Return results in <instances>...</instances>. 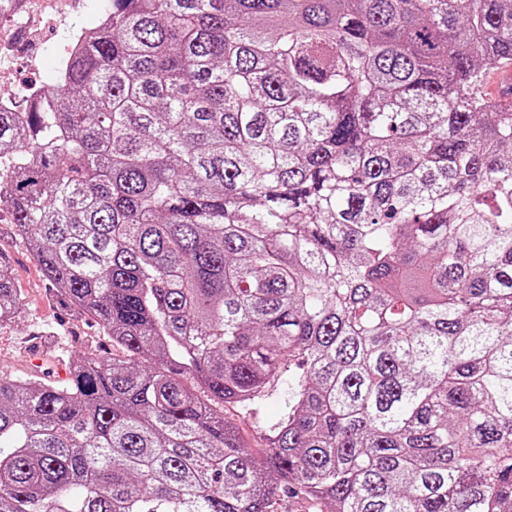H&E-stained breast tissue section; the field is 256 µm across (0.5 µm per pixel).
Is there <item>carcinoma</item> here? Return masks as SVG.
<instances>
[{"label":"carcinoma","mask_w":512,"mask_h":512,"mask_svg":"<svg viewBox=\"0 0 512 512\" xmlns=\"http://www.w3.org/2000/svg\"><path fill=\"white\" fill-rule=\"evenodd\" d=\"M108 14L0 110L12 232L120 352L0 375V512H512V0ZM284 382L257 455L216 407Z\"/></svg>","instance_id":"obj_1"}]
</instances>
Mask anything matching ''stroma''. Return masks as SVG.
Instances as JSON below:
<instances>
[{
    "mask_svg": "<svg viewBox=\"0 0 512 512\" xmlns=\"http://www.w3.org/2000/svg\"><path fill=\"white\" fill-rule=\"evenodd\" d=\"M0 252L8 256L16 286L24 297L22 314L11 325L0 328L1 371L14 377L54 373L63 368L61 356L64 351L110 350V343L98 335L90 321L71 319L60 299L48 293L39 265L19 239L7 232L0 234ZM59 322L66 325V339L41 337L42 362L34 364L29 350L34 337H39V330ZM285 399L286 390L281 387L261 401L258 412H244L228 406L224 415L236 424L243 441L258 451L266 446L267 423L283 413Z\"/></svg>",
    "mask_w": 512,
    "mask_h": 512,
    "instance_id": "1",
    "label": "stroma"
}]
</instances>
